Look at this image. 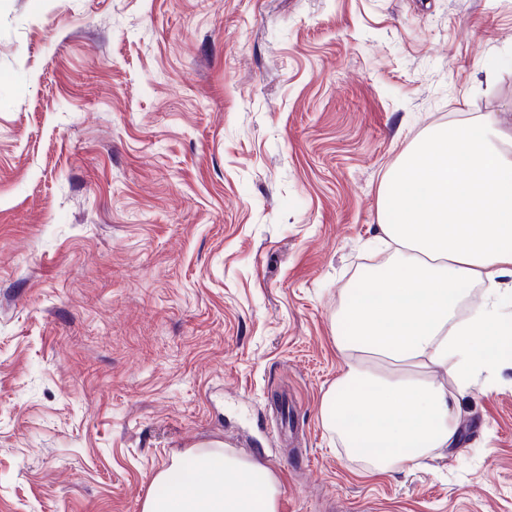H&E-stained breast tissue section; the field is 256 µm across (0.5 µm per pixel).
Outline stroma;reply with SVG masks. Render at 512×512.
Listing matches in <instances>:
<instances>
[{"label": "stroma", "instance_id": "stroma-1", "mask_svg": "<svg viewBox=\"0 0 512 512\" xmlns=\"http://www.w3.org/2000/svg\"><path fill=\"white\" fill-rule=\"evenodd\" d=\"M512 135V0H0V512H141L172 457L280 512H512V341L458 448L322 423L380 187L447 120Z\"/></svg>", "mask_w": 512, "mask_h": 512}]
</instances>
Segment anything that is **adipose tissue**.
Returning a JSON list of instances; mask_svg holds the SVG:
<instances>
[{"label": "adipose tissue", "instance_id": "adipose-tissue-1", "mask_svg": "<svg viewBox=\"0 0 512 512\" xmlns=\"http://www.w3.org/2000/svg\"><path fill=\"white\" fill-rule=\"evenodd\" d=\"M380 239L393 252L356 285L333 340L345 369L321 418L351 453L401 466L461 442L455 394L496 364L506 339L497 289L512 280V136L489 117L433 125L383 183ZM486 285L467 316V288ZM364 383L360 394L351 384ZM279 490L259 462L216 442L159 470L142 512H279Z\"/></svg>", "mask_w": 512, "mask_h": 512}]
</instances>
